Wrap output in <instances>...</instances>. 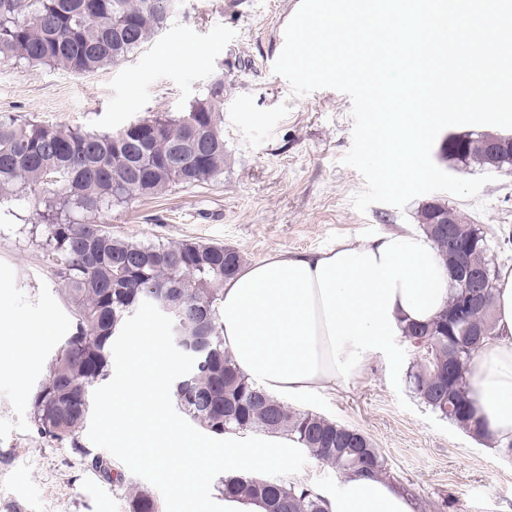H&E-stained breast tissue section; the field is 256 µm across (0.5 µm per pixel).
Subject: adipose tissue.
Here are the masks:
<instances>
[{
  "label": "adipose tissue",
  "instance_id": "1",
  "mask_svg": "<svg viewBox=\"0 0 512 512\" xmlns=\"http://www.w3.org/2000/svg\"><path fill=\"white\" fill-rule=\"evenodd\" d=\"M451 280L433 242L405 231L312 253L273 252L223 285L218 330L239 370L276 397L301 398L361 378L368 353L448 303ZM494 337L474 357V406L498 447L512 444V271L503 270ZM327 512H416L385 478L345 475Z\"/></svg>",
  "mask_w": 512,
  "mask_h": 512
}]
</instances>
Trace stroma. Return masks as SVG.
Masks as SVG:
<instances>
[{"mask_svg":"<svg viewBox=\"0 0 512 512\" xmlns=\"http://www.w3.org/2000/svg\"><path fill=\"white\" fill-rule=\"evenodd\" d=\"M298 0H182L163 30L117 65L78 74L0 56V114L45 125L112 133L156 113L185 111L224 82V174L199 186L113 206L108 227L132 241L221 244L252 263L280 250L310 252L418 229L421 199L358 213L365 183L340 159L352 145L350 99L333 89L293 95L273 71ZM474 198H435L483 227L497 269L512 268V168ZM33 195L0 199V512H129V492L154 487L80 433L77 445L39 435L30 397L72 329L63 284L46 262ZM404 340L366 358L362 378L330 392L287 399L367 434L387 477L418 512H512V456L425 407L404 369ZM271 481L320 491L341 475L308 452Z\"/></svg>","mask_w":512,"mask_h":512,"instance_id":"obj_1","label":"stroma"}]
</instances>
